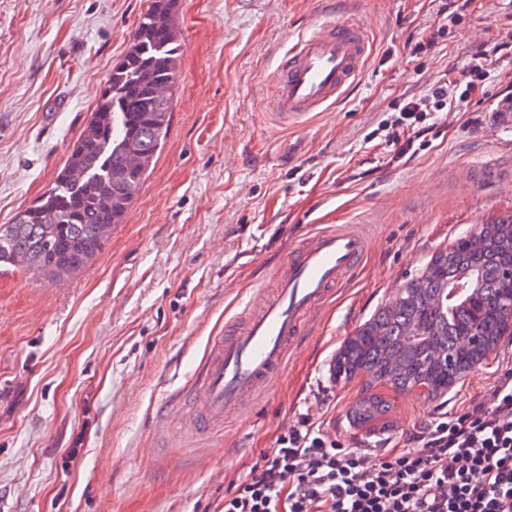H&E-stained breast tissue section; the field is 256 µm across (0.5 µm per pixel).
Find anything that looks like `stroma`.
<instances>
[{"instance_id":"obj_1","label":"stroma","mask_w":512,"mask_h":512,"mask_svg":"<svg viewBox=\"0 0 512 512\" xmlns=\"http://www.w3.org/2000/svg\"><path fill=\"white\" fill-rule=\"evenodd\" d=\"M149 0H0V224L53 182ZM439 0H349L371 56L337 105L301 125L274 117L272 80L315 0H179V77L166 142L94 261L53 284L0 272V512H222L236 472L286 424L314 415L343 447L390 448L455 414L512 361L502 343L444 399L388 385L386 419L350 411L364 376L328 381L339 348L430 257L478 224L512 214V188L465 187L463 169L512 160V127L493 112L503 83L448 114L424 150L395 160L384 128L403 98L497 37L512 0H474L469 36L403 53ZM313 224H362L369 248L286 373L250 410L206 434L177 407L211 337ZM184 423L168 447L166 426Z\"/></svg>"}]
</instances>
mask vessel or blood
Masks as SVG:
<instances>
[{
    "label": "vessel or blood",
    "instance_id": "b4317fda",
    "mask_svg": "<svg viewBox=\"0 0 512 512\" xmlns=\"http://www.w3.org/2000/svg\"><path fill=\"white\" fill-rule=\"evenodd\" d=\"M342 0H318L320 23L299 35L281 58L274 76L279 122L298 121L314 112L333 111L368 59L363 24L340 17ZM469 185L488 181L512 186V162L469 165ZM360 225L312 230L276 267L272 295L255 292L256 313L231 335L213 339L200 376L189 392L194 423L217 425L239 413L283 372L308 320L336 286L351 279L368 248Z\"/></svg>",
    "mask_w": 512,
    "mask_h": 512
}]
</instances>
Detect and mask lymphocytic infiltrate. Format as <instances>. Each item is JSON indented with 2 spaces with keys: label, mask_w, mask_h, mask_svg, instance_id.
Returning <instances> with one entry per match:
<instances>
[{
  "label": "lymphocytic infiltrate",
  "mask_w": 512,
  "mask_h": 512,
  "mask_svg": "<svg viewBox=\"0 0 512 512\" xmlns=\"http://www.w3.org/2000/svg\"><path fill=\"white\" fill-rule=\"evenodd\" d=\"M498 61L512 64V34L477 44L456 75L440 74L405 100L390 122L400 155L427 136L428 120L468 111ZM231 486L223 512H512V368L481 400L433 418L400 450L345 448L300 419Z\"/></svg>",
  "instance_id": "lymphocytic-infiltrate-1"
}]
</instances>
